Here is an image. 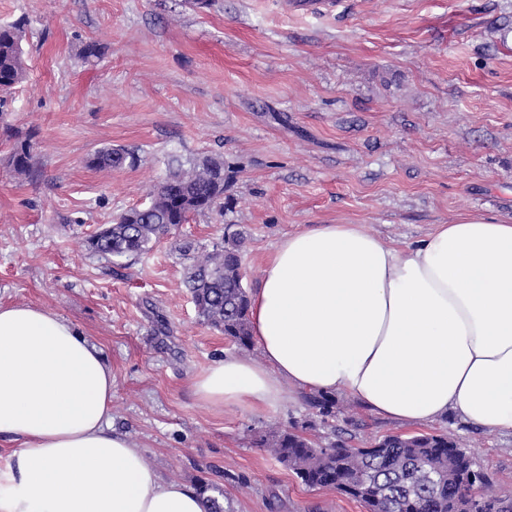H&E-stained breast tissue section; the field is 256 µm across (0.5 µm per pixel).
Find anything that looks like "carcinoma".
I'll return each mask as SVG.
<instances>
[{
	"instance_id": "obj_1",
	"label": "carcinoma",
	"mask_w": 512,
	"mask_h": 512,
	"mask_svg": "<svg viewBox=\"0 0 512 512\" xmlns=\"http://www.w3.org/2000/svg\"><path fill=\"white\" fill-rule=\"evenodd\" d=\"M21 23L0 25V90H9L25 77ZM135 153L120 147L96 151L88 164L98 169L133 167ZM18 176L33 168V145L15 144L9 159ZM224 162L206 157L190 168L181 166L150 188L148 202L133 206L88 239L91 252L123 258L144 253L172 227L188 224L197 215L224 208ZM244 238L224 237L212 250L191 258L185 283L198 316L239 345L251 343L250 297L242 283ZM324 417L336 416V400L328 395L310 397ZM259 444L269 448L309 488H333L363 504L367 512H454L457 498L471 497L475 512L488 501L505 499L482 495L484 478L471 479L473 461L444 434L388 435L368 448L347 443L322 446L295 431H271Z\"/></svg>"
}]
</instances>
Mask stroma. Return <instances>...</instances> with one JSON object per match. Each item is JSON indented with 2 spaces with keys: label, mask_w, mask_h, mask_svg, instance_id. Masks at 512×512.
<instances>
[{
  "label": "stroma",
  "mask_w": 512,
  "mask_h": 512,
  "mask_svg": "<svg viewBox=\"0 0 512 512\" xmlns=\"http://www.w3.org/2000/svg\"><path fill=\"white\" fill-rule=\"evenodd\" d=\"M0 0L21 21L26 75L0 112V303L72 323L112 368V427L167 481L222 494L224 512H366L311 489L256 441L270 429L357 448L407 426L340 394L324 421L303 392L262 410L206 409L194 379L226 356L255 359L202 324L180 248L245 239L258 288L284 237L360 224L405 248L477 213L512 223V0ZM103 54L84 61L87 42ZM34 144V174L8 165ZM126 147L136 166L89 167ZM223 159V213L195 217L150 251L112 260L87 239L141 204L169 166ZM491 492H512V434L449 416Z\"/></svg>",
  "instance_id": "obj_1"
}]
</instances>
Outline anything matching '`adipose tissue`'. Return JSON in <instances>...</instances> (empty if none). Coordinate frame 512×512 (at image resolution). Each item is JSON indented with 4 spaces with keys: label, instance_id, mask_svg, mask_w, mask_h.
Here are the masks:
<instances>
[{
    "label": "adipose tissue",
    "instance_id": "adipose-tissue-1",
    "mask_svg": "<svg viewBox=\"0 0 512 512\" xmlns=\"http://www.w3.org/2000/svg\"><path fill=\"white\" fill-rule=\"evenodd\" d=\"M260 357L200 374L205 406L341 393L404 425L453 415L512 433V224L480 214L400 250L357 224L278 242L250 305ZM112 369L65 318L0 304V512H203L113 431Z\"/></svg>",
    "mask_w": 512,
    "mask_h": 512
}]
</instances>
